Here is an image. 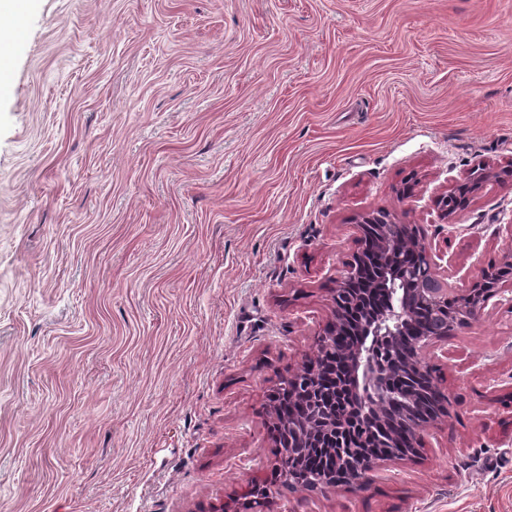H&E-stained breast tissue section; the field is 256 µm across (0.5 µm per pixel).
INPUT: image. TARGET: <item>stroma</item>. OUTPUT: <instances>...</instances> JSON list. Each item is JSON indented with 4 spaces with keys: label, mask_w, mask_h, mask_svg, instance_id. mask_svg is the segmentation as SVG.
Listing matches in <instances>:
<instances>
[{
    "label": "stroma",
    "mask_w": 512,
    "mask_h": 512,
    "mask_svg": "<svg viewBox=\"0 0 512 512\" xmlns=\"http://www.w3.org/2000/svg\"><path fill=\"white\" fill-rule=\"evenodd\" d=\"M1 15L0 512H512V279L424 349L448 411L363 487L274 479L268 413L361 214L416 225L455 290L512 248V0ZM493 174L484 166L474 168L447 195L439 199L438 205L444 219L451 220L456 214L466 210L477 192L483 188ZM449 202V205H448Z\"/></svg>",
    "instance_id": "stroma-1"
}]
</instances>
